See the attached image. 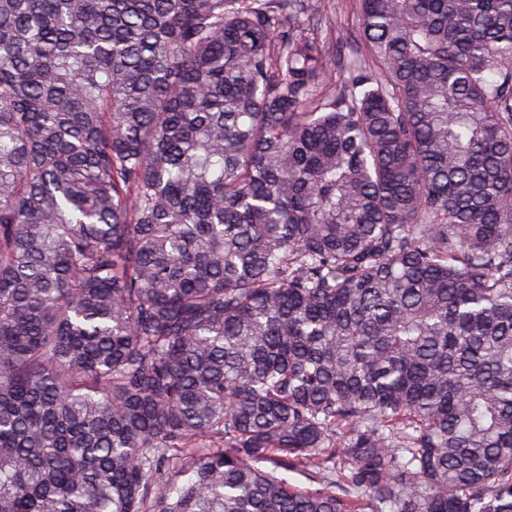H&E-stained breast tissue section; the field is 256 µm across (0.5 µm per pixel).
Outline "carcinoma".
I'll return each instance as SVG.
<instances>
[{"mask_svg": "<svg viewBox=\"0 0 512 512\" xmlns=\"http://www.w3.org/2000/svg\"><path fill=\"white\" fill-rule=\"evenodd\" d=\"M356 9L0 0V512H512V0ZM336 6V27L347 37V53H352L359 39V22L355 14V0H332Z\"/></svg>", "mask_w": 512, "mask_h": 512, "instance_id": "cac0c4a2", "label": "carcinoma"}]
</instances>
